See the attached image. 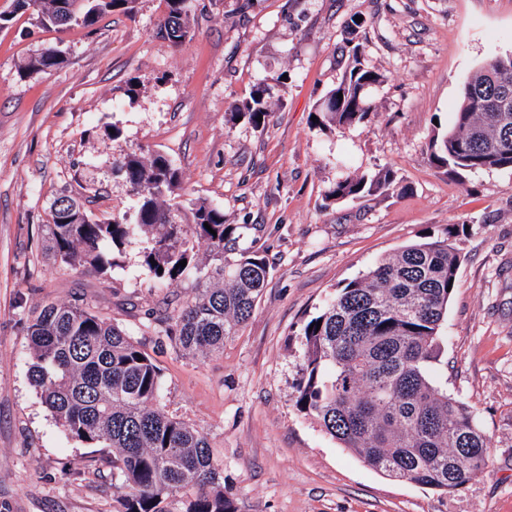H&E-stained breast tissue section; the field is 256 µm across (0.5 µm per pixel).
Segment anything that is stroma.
<instances>
[{"mask_svg":"<svg viewBox=\"0 0 512 512\" xmlns=\"http://www.w3.org/2000/svg\"><path fill=\"white\" fill-rule=\"evenodd\" d=\"M192 0V38L157 37L163 0H136L95 30L64 33L17 15L0 29V512H117L104 448L71 439L29 377L24 323L47 301L79 300L146 344L161 404L209 439L238 512H512V170L451 175L429 160L453 125L463 83L512 54V0ZM360 19L364 65L378 73L369 117L325 128L317 103L345 77L346 27ZM56 46L65 64L25 74ZM286 75L257 128L232 115L267 77ZM136 93H129L130 85ZM178 168L171 203L205 200L239 226L235 251L266 255L257 306L223 354L155 345L149 316L191 280L159 286L129 244L102 287L54 265L42 226L53 200L94 218L133 201L116 164L134 150ZM389 169L387 191L332 202L337 181ZM464 261L443 324L437 378L473 406L491 441L484 472L442 493L390 479L295 406L301 327L375 263L449 225Z\"/></svg>","mask_w":512,"mask_h":512,"instance_id":"obj_1","label":"stroma"}]
</instances>
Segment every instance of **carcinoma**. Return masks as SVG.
Segmentation results:
<instances>
[{"label":"carcinoma","instance_id":"obj_1","mask_svg":"<svg viewBox=\"0 0 512 512\" xmlns=\"http://www.w3.org/2000/svg\"><path fill=\"white\" fill-rule=\"evenodd\" d=\"M65 2L67 9L58 6ZM156 34L183 43L190 30L189 0H164ZM136 0H15L14 11L37 7L36 24L64 31L71 23L95 27L114 12L134 13ZM353 48L349 76L316 106L323 126H351L370 113L368 88L380 76ZM65 62L47 47L24 70L49 72ZM268 82H260L233 113L254 127L271 116ZM262 121H257V118ZM429 160L450 173L512 169V56L490 60L463 86L453 128L433 141ZM135 199L131 213L97 220L67 196L64 212L43 225L54 261L104 277L134 240L144 243V266L154 278L190 275L194 295L171 314L153 318L156 339L167 338L186 356L224 352V342L251 316L269 274L265 257L242 251L224 262L237 226L205 201L191 218L161 203L181 185L179 170L161 154L131 152L119 163ZM394 173L347 177L329 189L331 200L361 199L385 191ZM211 229H206L205 225ZM215 233H210V230ZM448 226L446 237L417 242L348 282L302 329L305 350L296 407L315 417L344 448L383 474L442 493L480 475L491 445L476 411L448 394L435 376L448 366L440 329L462 262ZM205 243L208 255L197 257ZM187 260L184 267L179 262ZM163 272H158V268ZM321 327H315V324ZM30 379L71 438L112 449L118 512H237L224 493L222 467L206 435L159 405L161 368L144 344L112 321L77 303L34 307L26 320Z\"/></svg>","mask_w":512,"mask_h":512}]
</instances>
